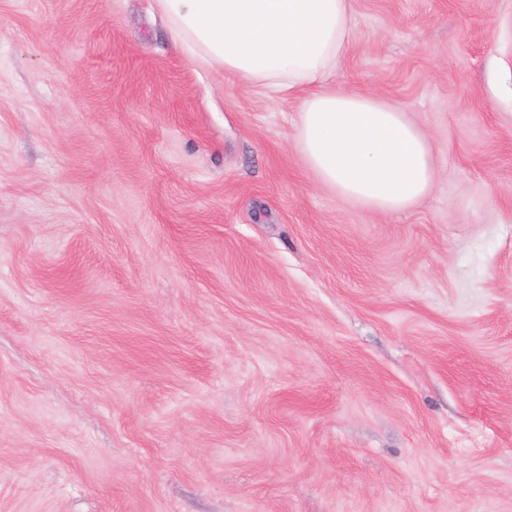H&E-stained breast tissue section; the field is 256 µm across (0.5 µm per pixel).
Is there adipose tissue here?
Listing matches in <instances>:
<instances>
[{"mask_svg":"<svg viewBox=\"0 0 512 512\" xmlns=\"http://www.w3.org/2000/svg\"><path fill=\"white\" fill-rule=\"evenodd\" d=\"M192 59L276 94L303 92L297 147L336 196L406 211L432 190L430 145L404 112L326 82L352 36V0H155Z\"/></svg>","mask_w":512,"mask_h":512,"instance_id":"ef3b65f1","label":"adipose tissue"}]
</instances>
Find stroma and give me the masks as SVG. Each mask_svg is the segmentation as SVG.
Returning a JSON list of instances; mask_svg holds the SVG:
<instances>
[{"label": "stroma", "mask_w": 512, "mask_h": 512, "mask_svg": "<svg viewBox=\"0 0 512 512\" xmlns=\"http://www.w3.org/2000/svg\"><path fill=\"white\" fill-rule=\"evenodd\" d=\"M352 5L399 214L154 0H0V512H512V0Z\"/></svg>", "instance_id": "stroma-1"}]
</instances>
